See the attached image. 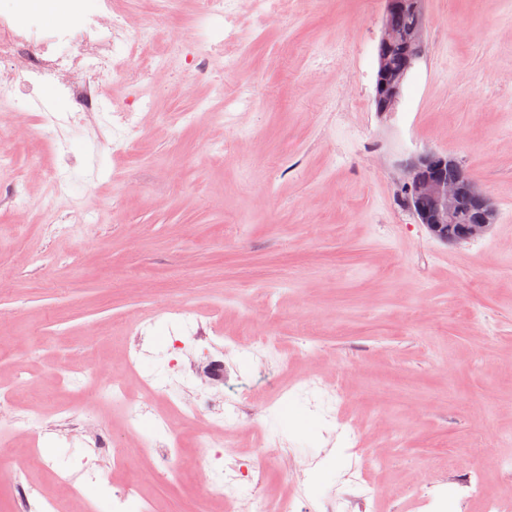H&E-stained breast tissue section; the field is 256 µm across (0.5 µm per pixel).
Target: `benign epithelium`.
Returning <instances> with one entry per match:
<instances>
[{
	"label": "benign epithelium",
	"instance_id": "benign-epithelium-1",
	"mask_svg": "<svg viewBox=\"0 0 512 512\" xmlns=\"http://www.w3.org/2000/svg\"><path fill=\"white\" fill-rule=\"evenodd\" d=\"M411 8L421 17L412 40L421 45L427 26L423 0H411ZM400 39L396 29L382 23L376 48L380 67L374 92L376 112L381 114L395 111L408 76L421 59L415 55L402 70L386 71L382 51ZM400 171L401 182L413 190L414 199L426 202V206L418 205L413 212L434 238L445 243L470 242L484 236L495 223L496 211L490 198L456 159L427 151L401 163Z\"/></svg>",
	"mask_w": 512,
	"mask_h": 512
}]
</instances>
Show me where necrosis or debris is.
<instances>
[{"label": "necrosis or debris", "mask_w": 512, "mask_h": 512, "mask_svg": "<svg viewBox=\"0 0 512 512\" xmlns=\"http://www.w3.org/2000/svg\"><path fill=\"white\" fill-rule=\"evenodd\" d=\"M149 20L134 25L128 20L125 0H100L90 10L86 0H55L59 23L44 30L21 28L20 14L31 11V0H13V12L0 14V123L15 122L9 105L24 87H48L70 112H99L107 103L115 81H122L128 97L117 107L120 126L135 128L139 115L152 104L141 86L158 73H176L189 81H206L215 96H223V72L234 69L239 52L227 51L238 43L236 20L249 8L271 20H281L280 0H198L194 29L172 21L171 0H149ZM100 395L120 403L127 428L139 431L150 407L132 392L124 377L97 379ZM201 416L195 435L198 448H222L224 410L210 399L192 406Z\"/></svg>", "instance_id": "4bbe7bcc"}]
</instances>
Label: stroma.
<instances>
[{
    "instance_id": "obj_1",
    "label": "stroma",
    "mask_w": 512,
    "mask_h": 512,
    "mask_svg": "<svg viewBox=\"0 0 512 512\" xmlns=\"http://www.w3.org/2000/svg\"><path fill=\"white\" fill-rule=\"evenodd\" d=\"M287 28L255 13L237 30L250 49L224 78L254 103L213 123L200 108L207 84L160 74L145 85L154 109L133 144L112 115L54 111L37 87L0 126V383L14 409L0 416V467L20 473L62 512H111L107 487L127 473L100 461L78 499L29 454L61 459L67 442L42 437L55 406L105 426L112 447L137 441L119 406L94 382L45 379L55 363L121 373L124 337L145 325L140 378L168 383L165 349L179 311L215 314L224 335L269 337L266 350L213 352L224 381L152 397L197 393L261 406L225 424L234 446L225 469L263 461L262 486L237 483L222 503L199 479L201 448L154 477L141 456V487L184 512H250L265 496L297 490L305 512H479L469 479L512 512V469L485 462L476 445L495 436L512 458V0H425V52L395 111L373 97L384 0H281ZM326 46L336 60L315 62ZM192 122H184V114ZM245 137V161L213 146ZM425 151L457 157L491 198L497 218L481 238L434 239L400 200L402 161ZM111 210L97 212L100 197ZM32 202L23 210L20 200ZM80 224L76 235L57 224Z\"/></svg>"
}]
</instances>
